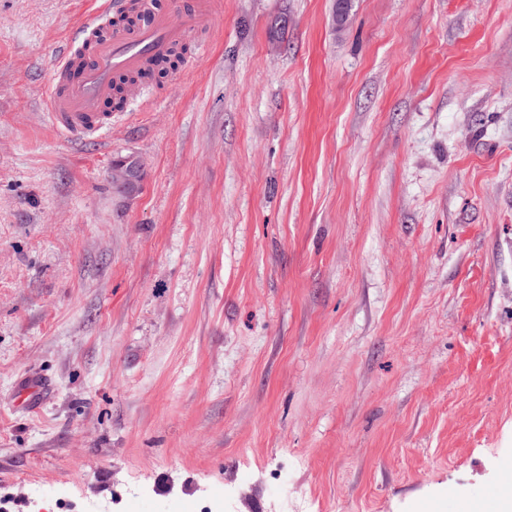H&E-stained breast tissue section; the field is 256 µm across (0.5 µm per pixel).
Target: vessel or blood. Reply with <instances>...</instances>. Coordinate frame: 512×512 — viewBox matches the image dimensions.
Masks as SVG:
<instances>
[{
    "label": "vessel or blood",
    "mask_w": 512,
    "mask_h": 512,
    "mask_svg": "<svg viewBox=\"0 0 512 512\" xmlns=\"http://www.w3.org/2000/svg\"><path fill=\"white\" fill-rule=\"evenodd\" d=\"M138 17L131 24L108 26L104 11L87 14L84 38L58 60L48 100L51 123L84 139L112 124L104 104L118 77L145 70L151 58L188 42L224 15L223 0H130Z\"/></svg>",
    "instance_id": "b4317fda"
}]
</instances>
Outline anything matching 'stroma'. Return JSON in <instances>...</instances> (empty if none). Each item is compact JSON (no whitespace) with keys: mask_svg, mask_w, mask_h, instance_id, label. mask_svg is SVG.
<instances>
[{"mask_svg":"<svg viewBox=\"0 0 512 512\" xmlns=\"http://www.w3.org/2000/svg\"><path fill=\"white\" fill-rule=\"evenodd\" d=\"M97 5L0 0V501L506 488L512 0H224L204 53L75 142L49 86ZM142 173L135 160L117 161L112 166V183L133 192L138 187Z\"/></svg>","mask_w":512,"mask_h":512,"instance_id":"35a3bbf8","label":"stroma"}]
</instances>
